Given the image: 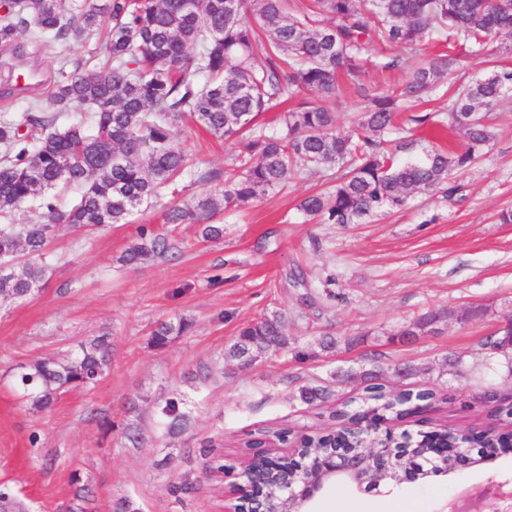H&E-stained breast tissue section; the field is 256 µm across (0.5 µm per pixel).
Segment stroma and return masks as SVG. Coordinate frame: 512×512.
Segmentation results:
<instances>
[{
    "label": "stroma",
    "instance_id": "35a3bbf8",
    "mask_svg": "<svg viewBox=\"0 0 512 512\" xmlns=\"http://www.w3.org/2000/svg\"><path fill=\"white\" fill-rule=\"evenodd\" d=\"M454 75L433 92L425 128L393 135L396 161L423 159L432 145H447L440 127L448 123V100L457 85L512 66V35L480 49L465 47ZM392 52L375 46L363 69L361 89L332 100L340 130L354 128L366 93L404 83L407 67L387 68ZM59 62L27 48L0 50V71L14 78L37 73L27 92L0 100V113L24 112L29 104L57 112L59 126L72 113L53 98ZM498 137L466 169H450L462 191L453 199L418 192L405 206L387 208L360 224H323L299 209L324 178L292 181L287 190L248 207L217 213L224 235L202 240L196 224H167L154 206L132 223L105 226L83 235L60 226L50 245L53 274L23 303L0 301V487H8L29 512H71L73 475L91 490L94 512H221L224 488L237 482L252 454L248 443L289 428L295 434L323 433L335 422L332 410L361 399L359 379L343 372L373 363L388 388L433 391L423 414L431 426L482 430L499 400L512 396V371L505 363L461 374L448 365L453 353H469L512 316V107L493 109ZM177 144L206 168L223 172L240 145L193 125L180 128ZM150 224L169 235L174 254L140 268L119 258ZM468 321L456 316L470 308ZM452 316L412 341L401 330L430 310ZM278 312L288 321L290 345L264 353L238 368L225 356L241 327ZM186 319L191 328L166 347L150 343L159 323ZM108 333L112 363L91 389L63 394L50 410L32 412L16 389L19 365L69 357L80 340ZM334 336L335 350L312 351L318 337ZM419 367L417 375L395 376L396 365ZM328 387L323 402L301 401L302 387ZM171 398L182 401L190 422L176 435L160 414ZM142 429L131 445L125 425ZM512 485V453L465 468L449 480L401 485L371 496L346 485L332 487L313 512H448V501L488 482Z\"/></svg>",
    "mask_w": 512,
    "mask_h": 512
}]
</instances>
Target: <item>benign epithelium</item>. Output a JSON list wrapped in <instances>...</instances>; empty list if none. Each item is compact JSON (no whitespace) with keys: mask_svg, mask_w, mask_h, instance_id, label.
Here are the masks:
<instances>
[{"mask_svg":"<svg viewBox=\"0 0 512 512\" xmlns=\"http://www.w3.org/2000/svg\"><path fill=\"white\" fill-rule=\"evenodd\" d=\"M434 441L426 457L414 454L418 443L406 438L397 447L362 444L355 448L338 441L321 461L296 449V456H277L269 448L255 449L261 464L248 460L239 473L242 482L224 492V512H310L311 503L327 487L348 484L360 491L394 483L415 482L431 476L449 477L460 468L484 462V449H473L469 434L446 427L428 435ZM477 451L478 457L472 456ZM448 512H512V489L488 483L464 501L449 502Z\"/></svg>","mask_w":512,"mask_h":512,"instance_id":"benign-epithelium-1","label":"benign epithelium"}]
</instances>
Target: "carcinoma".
I'll return each mask as SVG.
<instances>
[{
	"label": "carcinoma",
	"mask_w": 512,
	"mask_h": 512,
	"mask_svg": "<svg viewBox=\"0 0 512 512\" xmlns=\"http://www.w3.org/2000/svg\"><path fill=\"white\" fill-rule=\"evenodd\" d=\"M503 31H512V0H305L294 6L288 0H80L68 16L61 0H8L0 12L1 45L25 41L40 53L93 42L107 59L100 67L77 63L60 72L55 102L79 109L67 127H57L56 114L33 105L17 119L0 117V258L12 262L0 272V298L23 303L42 290L52 272L46 254L58 225L90 233L128 224L170 190L216 181L218 174L176 144L186 122L220 138L244 136L223 186L163 212L166 224L202 225L205 241L223 236V227L209 223L218 211L245 207L313 173L327 176L330 187L304 197L299 208L326 224H360L386 206L403 205L412 192L445 184L449 167L470 166L476 151L495 139L480 110L512 103V68L456 88L449 128L463 136L462 148L451 154L436 148L418 162L394 164L386 136L404 129L399 114L426 102L455 56L441 53L411 67L395 91L371 97L350 134L336 130V113L325 102L336 97L340 75L359 79L376 44L397 51L384 65L390 69L404 64L427 33L455 45L481 44ZM293 88L317 100L287 112L276 133L257 127L258 116ZM71 187L81 193L64 210L59 196ZM32 203L36 211L27 223H9ZM171 249L167 236L143 224L119 261L139 268ZM447 316L431 310L400 335L417 336ZM190 328L184 320L160 323L151 343L164 347ZM254 341L275 351L288 348V323L272 314L248 324L227 356L242 357ZM482 349L512 365V348L504 341L488 337ZM111 361L110 337L96 336L66 361L20 367L16 386L33 410L45 411L62 393L95 385ZM356 376L381 409L408 414L413 400L434 397L430 390L387 391L374 365ZM364 414V405L349 401L333 418L346 423ZM162 415L170 434L189 419L174 400L166 401ZM474 444L497 455L512 451L505 438L477 436Z\"/></svg>",
	"instance_id": "1"
}]
</instances>
